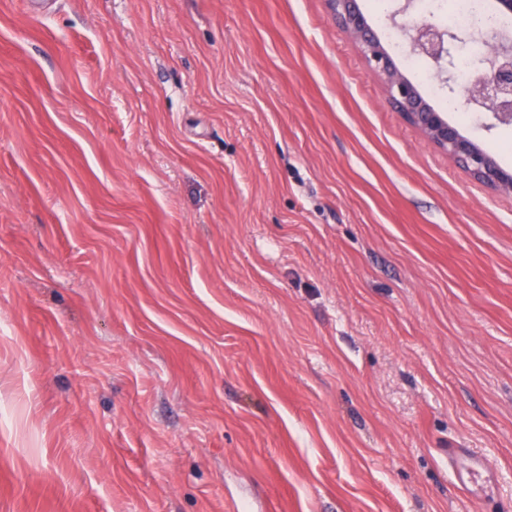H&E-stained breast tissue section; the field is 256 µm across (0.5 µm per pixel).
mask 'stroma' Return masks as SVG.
Returning <instances> with one entry per match:
<instances>
[{
  "label": "stroma",
  "instance_id": "obj_1",
  "mask_svg": "<svg viewBox=\"0 0 512 512\" xmlns=\"http://www.w3.org/2000/svg\"><path fill=\"white\" fill-rule=\"evenodd\" d=\"M0 413V512H512V195L326 0H0ZM336 20L357 41L370 68L380 75L393 104L432 144L444 150L474 178L490 188L512 193V173L479 143L463 135L399 70L358 6L357 0H328ZM490 474V468L481 459L473 458L467 467L458 469V487L471 492L472 485H478L480 482H486L489 479Z\"/></svg>",
  "mask_w": 512,
  "mask_h": 512
}]
</instances>
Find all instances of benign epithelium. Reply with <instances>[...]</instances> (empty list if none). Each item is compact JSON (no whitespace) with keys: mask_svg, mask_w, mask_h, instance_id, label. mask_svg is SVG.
Returning a JSON list of instances; mask_svg holds the SVG:
<instances>
[{"mask_svg":"<svg viewBox=\"0 0 512 512\" xmlns=\"http://www.w3.org/2000/svg\"><path fill=\"white\" fill-rule=\"evenodd\" d=\"M341 27L357 41L370 68L380 75L393 104L432 144L444 150L474 178L490 188L512 193V173L503 169L479 143L463 135L399 70L358 6V0H328ZM472 37L422 20L410 28L413 53L455 67L456 51ZM487 54L474 61L466 101L491 111L501 125H512V42L496 31L479 33Z\"/></svg>","mask_w":512,"mask_h":512,"instance_id":"1","label":"benign epithelium"}]
</instances>
